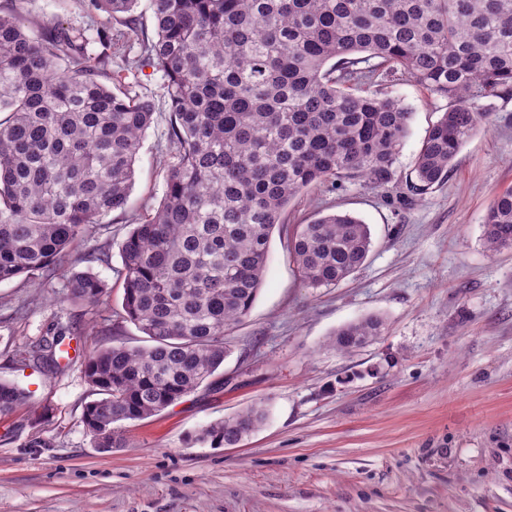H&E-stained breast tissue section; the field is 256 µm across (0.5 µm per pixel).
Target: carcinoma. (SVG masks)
<instances>
[{"label":"carcinoma","mask_w":512,"mask_h":512,"mask_svg":"<svg viewBox=\"0 0 512 512\" xmlns=\"http://www.w3.org/2000/svg\"><path fill=\"white\" fill-rule=\"evenodd\" d=\"M110 22L56 25L33 34L27 0L0 9V282L42 279L72 248L109 230L125 210L154 96L117 93L112 46L139 32L138 0H87ZM154 35L126 60L132 75L162 72L170 109L166 190L135 218L120 245L122 312L146 346L102 345L86 356L95 399L82 423L95 447L126 446L117 426L156 415L224 364V335L263 286L271 236L288 203L325 182L382 187L412 112L357 86L413 81L448 109L426 129L409 188L421 195L448 178L463 144L489 122L471 101L512 93V0H150ZM120 25L115 30L112 24ZM488 251L512 247V190L483 219ZM371 247L369 225L350 215L300 224L291 254L313 288L336 286ZM84 263L86 268L76 269ZM112 264L111 243L62 274L64 299L99 306L109 285L92 270ZM378 315L348 323L329 344L349 352L383 335ZM79 334L61 324L19 353L61 368L59 346ZM29 394L0 379V417ZM260 404L206 426L196 441L234 446L256 431Z\"/></svg>","instance_id":"cac0c4a2"}]
</instances>
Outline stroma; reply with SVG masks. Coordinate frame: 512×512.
I'll list each match as a JSON object with an SVG mask.
<instances>
[{
    "label": "stroma",
    "mask_w": 512,
    "mask_h": 512,
    "mask_svg": "<svg viewBox=\"0 0 512 512\" xmlns=\"http://www.w3.org/2000/svg\"><path fill=\"white\" fill-rule=\"evenodd\" d=\"M45 26L100 24L79 0H33ZM383 93L412 113L384 187L325 183L290 201L272 235L264 285L226 335L213 384L161 413L122 422L125 447L95 448L83 423V361L120 310L117 270L89 310L63 302L58 278L0 283V378L29 395L0 418V512H512V249L488 253L482 222L512 189V96L478 98L490 123L462 146L447 180L406 187L430 121L448 108L413 82ZM169 105L157 99L125 212L107 222L120 243L166 189ZM347 212L371 229L364 264L339 285L312 288L288 252L297 225ZM370 315L386 331L350 353L327 344ZM70 365L53 372L17 352L58 323ZM264 426L240 444L191 443L211 422L254 403ZM45 443L33 445L34 434Z\"/></svg>",
    "instance_id": "35a3bbf8"
}]
</instances>
